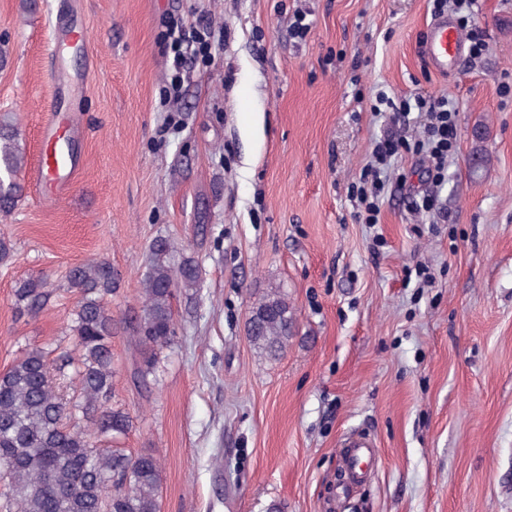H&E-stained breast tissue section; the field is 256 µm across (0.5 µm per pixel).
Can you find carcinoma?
Returning <instances> with one entry per match:
<instances>
[{
  "instance_id": "carcinoma-1",
  "label": "carcinoma",
  "mask_w": 512,
  "mask_h": 512,
  "mask_svg": "<svg viewBox=\"0 0 512 512\" xmlns=\"http://www.w3.org/2000/svg\"><path fill=\"white\" fill-rule=\"evenodd\" d=\"M25 164L18 127L0 116V213L14 210L23 196L17 175ZM154 261L143 282V315L129 324L140 360L133 380L148 388L158 351L177 336L171 299L177 288L200 285L201 269L191 257L179 266L168 260L172 246L158 239ZM119 274L105 259L73 266L69 287L79 294L74 331L77 361L59 364L50 352L31 348L0 374V512H159L161 465L152 453L128 455L103 448L107 437L124 436L134 417L109 405L114 385L112 336L117 320L107 297L119 287ZM20 310L41 309L50 299L46 282L30 278L14 290ZM294 327L288 299L273 290L258 300L248 324L253 347L281 356ZM74 366L71 398L58 393L56 376Z\"/></svg>"
}]
</instances>
